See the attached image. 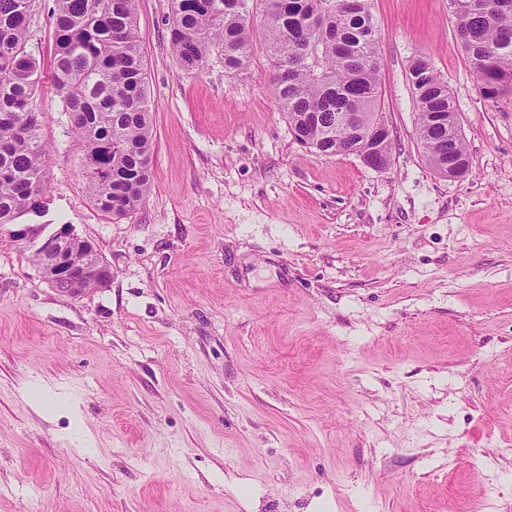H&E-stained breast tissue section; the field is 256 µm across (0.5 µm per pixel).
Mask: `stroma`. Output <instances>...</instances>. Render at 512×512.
I'll return each instance as SVG.
<instances>
[{
	"mask_svg": "<svg viewBox=\"0 0 512 512\" xmlns=\"http://www.w3.org/2000/svg\"><path fill=\"white\" fill-rule=\"evenodd\" d=\"M51 5L27 34L45 66ZM371 8L381 170L300 146L263 54L184 70L171 0H139L153 180L116 222L43 77L49 193L23 221L71 225L112 279L62 294L0 235V512H512V95H483L448 0ZM420 55L465 177L425 161Z\"/></svg>",
	"mask_w": 512,
	"mask_h": 512,
	"instance_id": "1",
	"label": "stroma"
}]
</instances>
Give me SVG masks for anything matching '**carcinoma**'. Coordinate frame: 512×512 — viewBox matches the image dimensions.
Instances as JSON below:
<instances>
[{
    "mask_svg": "<svg viewBox=\"0 0 512 512\" xmlns=\"http://www.w3.org/2000/svg\"><path fill=\"white\" fill-rule=\"evenodd\" d=\"M52 79L82 152L90 198L112 220L133 212L153 177L154 130L145 56L137 30L139 0H52ZM451 12L469 67L487 97L512 95V0H461ZM36 0H0V233L45 209L49 150L36 96L41 63L27 51ZM275 99L301 146L325 156L380 146L373 120L383 111L380 33L371 0H171L170 44L187 71L210 52L224 71L248 72L254 56L253 10ZM418 136L435 172L456 164L468 173L448 85L423 56L409 66ZM31 257L53 288L58 258L93 269L102 256L72 238Z\"/></svg>",
    "mask_w": 512,
    "mask_h": 512,
    "instance_id": "cac0c4a2",
    "label": "carcinoma"
}]
</instances>
